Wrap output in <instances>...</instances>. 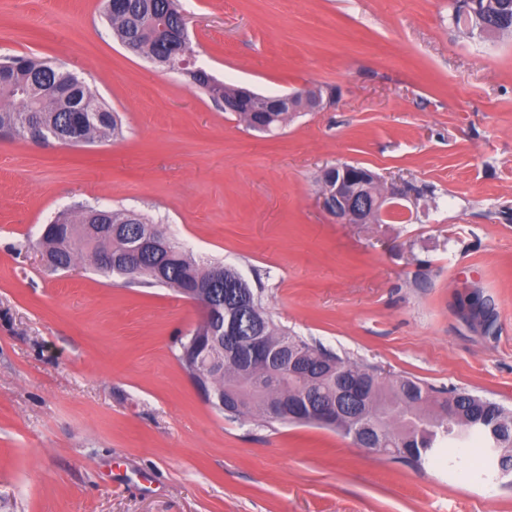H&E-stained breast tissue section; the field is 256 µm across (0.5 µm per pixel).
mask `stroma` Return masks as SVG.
Listing matches in <instances>:
<instances>
[{
  "instance_id": "stroma-1",
  "label": "stroma",
  "mask_w": 512,
  "mask_h": 512,
  "mask_svg": "<svg viewBox=\"0 0 512 512\" xmlns=\"http://www.w3.org/2000/svg\"><path fill=\"white\" fill-rule=\"evenodd\" d=\"M450 3L179 0L218 80L333 89L263 135L125 49L101 0H0V57L66 63L123 122L81 147L0 139V512H512L474 449L418 466L219 413L175 357L194 304L49 272L39 244L78 205L148 215L292 334L512 410V33H467ZM341 163L409 185L408 214L336 223L319 174Z\"/></svg>"
}]
</instances>
